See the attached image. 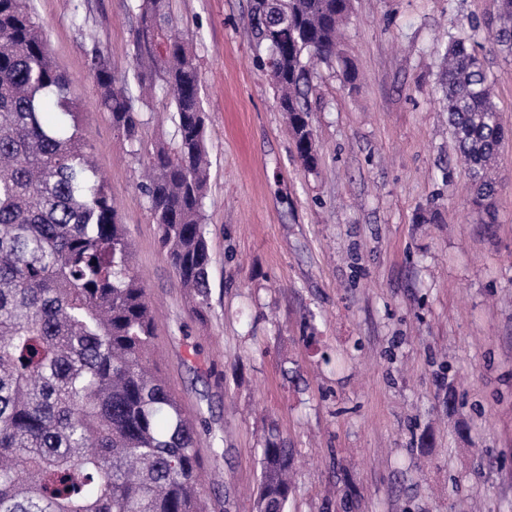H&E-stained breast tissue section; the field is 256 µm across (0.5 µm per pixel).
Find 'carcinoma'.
<instances>
[{
	"mask_svg": "<svg viewBox=\"0 0 512 512\" xmlns=\"http://www.w3.org/2000/svg\"><path fill=\"white\" fill-rule=\"evenodd\" d=\"M351 0H250L256 49L266 56L304 169L318 165L303 101L309 64L347 63L339 41ZM131 75L93 49L98 104L125 141L143 143L139 88L170 95L176 134L147 152L140 190L167 263L202 316L212 263L203 199L206 122L198 62L173 33L170 0H141ZM492 44L512 50V0H497ZM441 82L448 126L471 197L489 213L506 130L484 60L448 37ZM81 104L50 55L25 0H0V512H209L196 424L153 359L155 320L132 266V245L79 123ZM288 449L262 451L254 512H286Z\"/></svg>",
	"mask_w": 512,
	"mask_h": 512,
	"instance_id": "carcinoma-1",
	"label": "carcinoma"
}]
</instances>
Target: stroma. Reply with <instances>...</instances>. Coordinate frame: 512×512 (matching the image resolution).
I'll use <instances>...</instances> for the list:
<instances>
[{
    "label": "stroma",
    "mask_w": 512,
    "mask_h": 512,
    "mask_svg": "<svg viewBox=\"0 0 512 512\" xmlns=\"http://www.w3.org/2000/svg\"><path fill=\"white\" fill-rule=\"evenodd\" d=\"M74 4L28 0L82 105L219 512H253L272 424L297 476L288 512H454L460 498L512 512V136L490 219L470 203L440 91L443 34L474 39L512 129V53L482 31L492 0H352L346 63L312 72L313 173L254 51L250 0H171L211 162L201 317L138 189L174 113L161 95L144 106L136 155L97 104L92 50L130 70L139 0Z\"/></svg>",
    "instance_id": "stroma-1"
}]
</instances>
